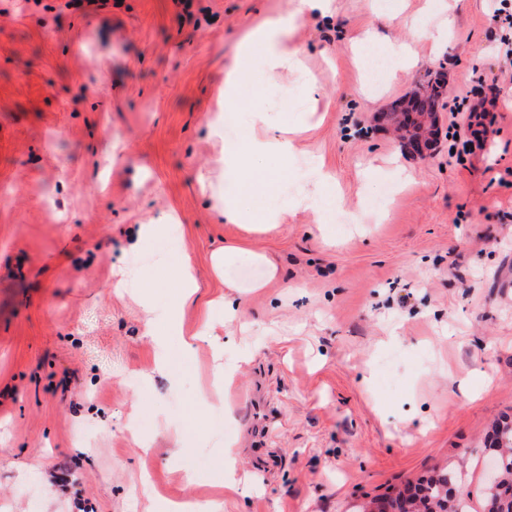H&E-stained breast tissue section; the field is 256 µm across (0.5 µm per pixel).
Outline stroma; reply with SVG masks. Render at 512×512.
<instances>
[{
  "instance_id": "1",
  "label": "stroma",
  "mask_w": 512,
  "mask_h": 512,
  "mask_svg": "<svg viewBox=\"0 0 512 512\" xmlns=\"http://www.w3.org/2000/svg\"><path fill=\"white\" fill-rule=\"evenodd\" d=\"M288 33L298 72L254 68L243 111L294 128L282 196L316 163L339 201L317 197L258 232L226 223L224 143L208 119L255 27L293 0H0V512H353L470 449L481 512L482 449L512 414V61L502 0H334ZM409 24H391L390 14ZM409 41L417 67L381 73L354 45L366 27ZM418 36H411V29ZM447 29L443 53L431 34ZM444 73L440 135L416 157L385 118ZM294 97L281 110L279 97ZM495 118L488 129L474 112ZM177 214V249L138 254L151 309L113 288L132 229ZM264 253L275 277L214 252ZM199 290L186 330L222 325L175 376L156 372L174 272ZM239 304L225 323L221 295ZM229 406L199 404L220 367ZM223 412L230 433L215 429ZM198 432L190 451L173 434ZM240 482L224 487V457Z\"/></svg>"
}]
</instances>
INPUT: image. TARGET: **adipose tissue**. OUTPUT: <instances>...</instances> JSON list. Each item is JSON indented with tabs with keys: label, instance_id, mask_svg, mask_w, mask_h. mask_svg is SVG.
<instances>
[{
	"label": "adipose tissue",
	"instance_id": "obj_1",
	"mask_svg": "<svg viewBox=\"0 0 512 512\" xmlns=\"http://www.w3.org/2000/svg\"><path fill=\"white\" fill-rule=\"evenodd\" d=\"M292 24L291 18L282 17L253 31L241 44L232 70L224 79L223 113L210 119L211 132L224 141V217L226 221L242 224L249 215L244 208L243 198L252 186V173L270 157L288 160L294 152L292 138L287 132L267 137L263 131L270 124L266 112L249 113L242 135L233 140L226 139L224 127L232 119V112L239 104V83L242 72L251 64H259L269 71L297 68L299 59L296 50L288 47L286 37ZM174 276L178 281V292L168 312L165 336L156 338L160 351L158 371L173 374L180 358L192 355L199 341L210 333L209 327L186 331L182 322V311L193 302L198 290L197 279L191 266L177 268Z\"/></svg>",
	"mask_w": 512,
	"mask_h": 512
}]
</instances>
